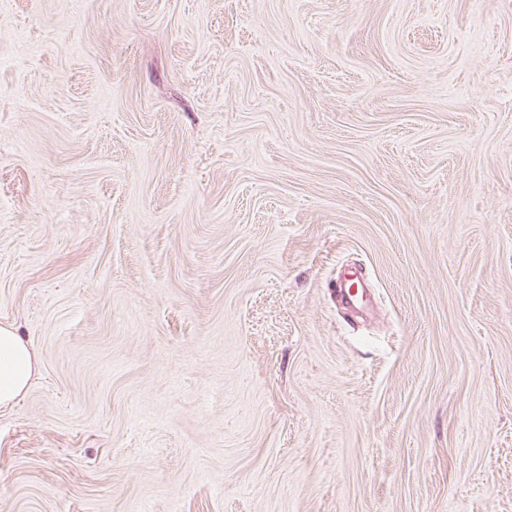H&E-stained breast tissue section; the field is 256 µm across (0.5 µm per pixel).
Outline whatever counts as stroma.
<instances>
[{
  "instance_id": "1",
  "label": "stroma",
  "mask_w": 512,
  "mask_h": 512,
  "mask_svg": "<svg viewBox=\"0 0 512 512\" xmlns=\"http://www.w3.org/2000/svg\"><path fill=\"white\" fill-rule=\"evenodd\" d=\"M0 325V512H512V0H0ZM34 350L13 326H0V407H10L27 392L38 371Z\"/></svg>"
}]
</instances>
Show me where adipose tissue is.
Listing matches in <instances>:
<instances>
[{"label": "adipose tissue", "mask_w": 512, "mask_h": 512, "mask_svg": "<svg viewBox=\"0 0 512 512\" xmlns=\"http://www.w3.org/2000/svg\"><path fill=\"white\" fill-rule=\"evenodd\" d=\"M39 362L34 350L12 326H0V407L17 403L26 393Z\"/></svg>", "instance_id": "obj_1"}]
</instances>
